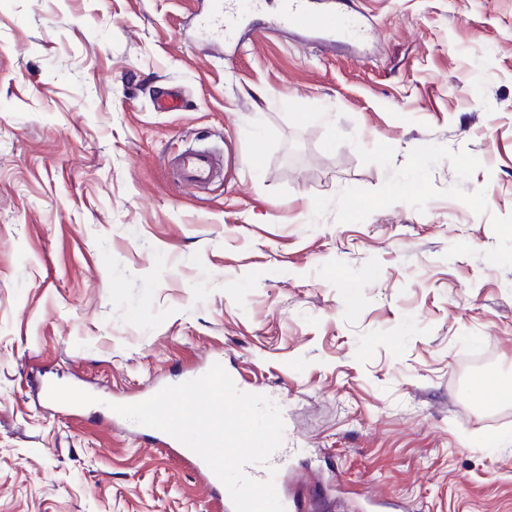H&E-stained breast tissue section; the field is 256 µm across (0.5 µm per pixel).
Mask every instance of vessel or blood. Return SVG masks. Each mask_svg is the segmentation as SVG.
<instances>
[{"label": "vessel or blood", "instance_id": "vessel-or-blood-1", "mask_svg": "<svg viewBox=\"0 0 512 512\" xmlns=\"http://www.w3.org/2000/svg\"><path fill=\"white\" fill-rule=\"evenodd\" d=\"M263 4L264 0H212V19L229 39L247 17L262 11ZM277 23L305 37L322 38L328 45L339 39H356L361 35L357 21L331 0H281ZM218 166L215 155L187 149L177 156L172 175L188 190L198 191L213 180ZM154 436L160 447L187 461L204 488L220 496L226 512H231L233 503L230 496L224 494L222 481L201 457L166 432L158 430Z\"/></svg>", "mask_w": 512, "mask_h": 512}]
</instances>
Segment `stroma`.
<instances>
[{
	"instance_id": "35a3bbf8",
	"label": "stroma",
	"mask_w": 512,
	"mask_h": 512,
	"mask_svg": "<svg viewBox=\"0 0 512 512\" xmlns=\"http://www.w3.org/2000/svg\"><path fill=\"white\" fill-rule=\"evenodd\" d=\"M351 4L360 47L269 0L225 57L207 0H0V512H219L110 409L214 356L305 512H512V0ZM219 159L210 153L186 149L172 168L173 177L190 191H200L215 177Z\"/></svg>"
}]
</instances>
